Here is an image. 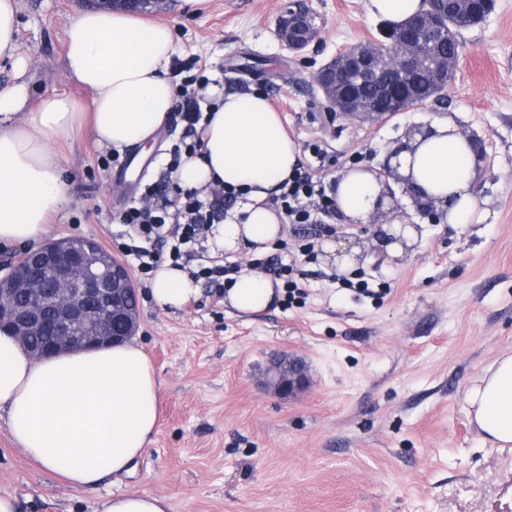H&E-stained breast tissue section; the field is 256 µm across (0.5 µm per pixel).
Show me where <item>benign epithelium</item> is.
<instances>
[{
    "instance_id": "obj_1",
    "label": "benign epithelium",
    "mask_w": 512,
    "mask_h": 512,
    "mask_svg": "<svg viewBox=\"0 0 512 512\" xmlns=\"http://www.w3.org/2000/svg\"><path fill=\"white\" fill-rule=\"evenodd\" d=\"M447 0H424L425 8L412 19L384 26L380 34L392 47L382 52L379 39L344 48L314 73L313 83L327 112L348 118H379L420 104L412 90V77L425 70L435 87L445 90L456 73L460 53L428 57V44L456 38L485 23L495 0H455L448 15ZM102 9H133L159 13L168 0H96ZM275 37L294 53L302 52L318 31L310 10L296 0L288 3L274 30ZM376 88L388 99L384 112L365 88ZM384 185L393 180L411 193L409 180L387 161L377 172ZM23 293L24 304L16 303ZM136 293L127 266L90 238L63 237L25 249L0 260V332L6 331L35 360L74 350L100 348L130 340L139 329ZM52 336L35 348L30 337ZM272 385L282 394L304 388L306 376L294 359L276 364Z\"/></svg>"
}]
</instances>
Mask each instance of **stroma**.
<instances>
[{
  "label": "stroma",
  "instance_id": "1",
  "mask_svg": "<svg viewBox=\"0 0 512 512\" xmlns=\"http://www.w3.org/2000/svg\"><path fill=\"white\" fill-rule=\"evenodd\" d=\"M303 2L319 34L297 55L274 35L285 0H171L156 17L175 32L171 72L200 61L222 92L261 89L329 186L350 166L379 168L414 128L452 118L477 141V219L435 220L399 195L419 230L398 257L340 213L285 225L268 252L293 266L304 292L287 299L274 279L276 297L258 313L204 286L166 311L138 288L136 338L162 383L156 433L132 475L72 490L18 450L0 418V496L18 512H98L112 494L142 491L165 497L169 512H512V451L482 447L463 409L466 389L512 352V0H496L487 22L464 32L443 102L380 122L328 118L312 84L340 49L376 36L380 20L366 0ZM83 8L18 0L15 56L0 59V87L20 79L22 62L30 104L52 92L87 104L64 69L65 32ZM176 139L166 122L143 158L100 147L84 125L58 138L69 198L46 239L92 238L133 265L120 217L166 171ZM339 226L359 249L347 273L324 249ZM308 238L315 248L305 252ZM285 354L307 369L294 396L266 383Z\"/></svg>",
  "mask_w": 512,
  "mask_h": 512
}]
</instances>
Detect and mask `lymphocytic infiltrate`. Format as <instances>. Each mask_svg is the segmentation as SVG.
<instances>
[{"mask_svg": "<svg viewBox=\"0 0 512 512\" xmlns=\"http://www.w3.org/2000/svg\"><path fill=\"white\" fill-rule=\"evenodd\" d=\"M209 84L208 77L188 76L178 86L183 99L178 109L183 132L173 151L174 160L202 152L208 115L201 108L199 93ZM144 193L149 197H162V204L154 208L133 204L121 216L122 223L131 230V243L127 245L126 253L133 257L144 280L150 277L162 258H169L175 265L181 264L199 242L201 234L210 231L216 220L243 197L242 192L231 188L219 199L206 201L198 190L170 183L165 177L147 185ZM309 200L316 202L324 213L336 207L335 199L313 168L301 165L279 186L272 204L285 223L309 224L313 221L311 211L305 206Z\"/></svg>", "mask_w": 512, "mask_h": 512, "instance_id": "f902f5d3", "label": "lymphocytic infiltrate"}]
</instances>
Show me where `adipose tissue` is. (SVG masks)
Segmentation results:
<instances>
[{
	"label": "adipose tissue",
	"mask_w": 512,
	"mask_h": 512,
	"mask_svg": "<svg viewBox=\"0 0 512 512\" xmlns=\"http://www.w3.org/2000/svg\"><path fill=\"white\" fill-rule=\"evenodd\" d=\"M68 77L92 95L89 132L103 147L145 146L166 123L175 99L168 76L174 52L170 26L134 15L91 10L67 30ZM26 83L0 89V242L37 241L66 201L69 186L50 144L77 120L76 105L53 92L28 109ZM205 154L183 158L180 184L244 190V207L218 225L214 245L226 260L244 249L265 251L282 235L267 200L298 165L301 149L260 93L224 95L204 133ZM422 200L447 210L454 225L474 221L476 158L472 144L449 120L412 135L408 149L391 160ZM385 186L374 171L347 169L336 181L338 210L353 224L388 210ZM199 290L182 269L162 263L150 295L165 310L182 309ZM264 275L235 274L226 299L237 311L257 313L274 300ZM162 383L143 350L132 341L34 360L0 333V410L21 451L65 480L73 490L130 472L156 431ZM483 444L512 447V354L500 356L464 396Z\"/></svg>",
	"instance_id": "obj_1"
}]
</instances>
